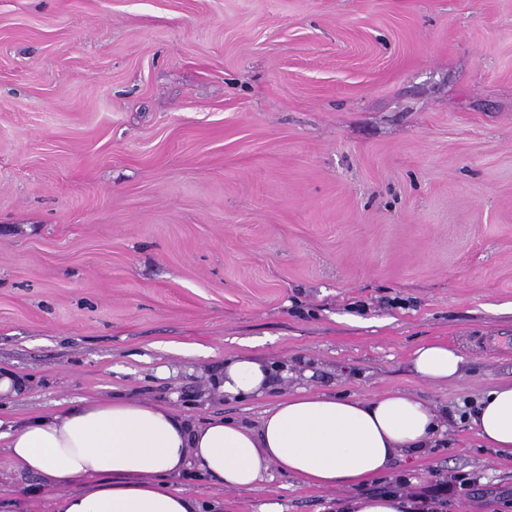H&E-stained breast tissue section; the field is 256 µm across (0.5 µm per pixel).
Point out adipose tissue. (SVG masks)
I'll return each instance as SVG.
<instances>
[{"label": "adipose tissue", "instance_id": "obj_1", "mask_svg": "<svg viewBox=\"0 0 512 512\" xmlns=\"http://www.w3.org/2000/svg\"><path fill=\"white\" fill-rule=\"evenodd\" d=\"M414 373L433 384L458 380L465 360L442 343L419 346ZM273 370L242 355L224 366L220 393L230 399L271 387ZM491 448L512 456V382L486 390L467 413ZM444 415L400 390L336 397L299 388L259 421L213 417L196 422L134 399H84L30 422L0 419L12 466L60 488L54 512H200L199 500L154 485L189 468L228 489L258 486L271 470L310 486L357 485L386 473L407 454L431 447Z\"/></svg>", "mask_w": 512, "mask_h": 512}]
</instances>
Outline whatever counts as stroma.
<instances>
[{
  "mask_svg": "<svg viewBox=\"0 0 512 512\" xmlns=\"http://www.w3.org/2000/svg\"><path fill=\"white\" fill-rule=\"evenodd\" d=\"M430 342L463 378L414 374ZM237 355L295 375L226 399ZM5 370L13 418L402 390L446 429L368 485L177 486L202 512H336L437 470L479 478L448 512H512V457L463 418L512 380V0H0ZM54 495L0 447V512ZM414 373L432 384H448L463 377L465 360L454 347L442 343L419 346L411 359Z\"/></svg>",
  "mask_w": 512,
  "mask_h": 512,
  "instance_id": "1",
  "label": "stroma"
}]
</instances>
